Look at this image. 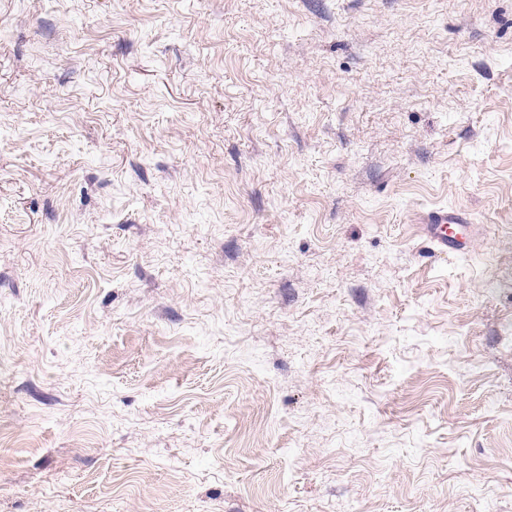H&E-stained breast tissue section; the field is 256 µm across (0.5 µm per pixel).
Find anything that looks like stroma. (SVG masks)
Masks as SVG:
<instances>
[{"instance_id":"obj_1","label":"stroma","mask_w":512,"mask_h":512,"mask_svg":"<svg viewBox=\"0 0 512 512\" xmlns=\"http://www.w3.org/2000/svg\"><path fill=\"white\" fill-rule=\"evenodd\" d=\"M0 422V512H512V0H0ZM421 238L433 252L465 251L471 245L469 237L479 233L470 218L458 210L431 209L418 214ZM467 229V233H466Z\"/></svg>"}]
</instances>
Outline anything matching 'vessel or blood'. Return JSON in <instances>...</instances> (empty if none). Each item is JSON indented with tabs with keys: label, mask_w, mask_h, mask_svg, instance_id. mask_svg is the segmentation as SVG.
Segmentation results:
<instances>
[{
	"label": "vessel or blood",
	"mask_w": 512,
	"mask_h": 512,
	"mask_svg": "<svg viewBox=\"0 0 512 512\" xmlns=\"http://www.w3.org/2000/svg\"><path fill=\"white\" fill-rule=\"evenodd\" d=\"M416 221L423 241L439 253L467 250L471 236L478 232L470 218L458 210L431 209L419 213Z\"/></svg>",
	"instance_id": "1"
}]
</instances>
